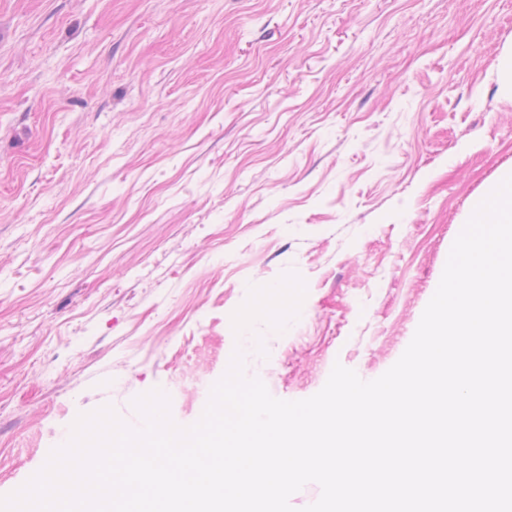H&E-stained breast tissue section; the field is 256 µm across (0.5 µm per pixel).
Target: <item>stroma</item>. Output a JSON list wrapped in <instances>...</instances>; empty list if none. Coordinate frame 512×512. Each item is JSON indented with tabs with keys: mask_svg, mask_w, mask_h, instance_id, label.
<instances>
[{
	"mask_svg": "<svg viewBox=\"0 0 512 512\" xmlns=\"http://www.w3.org/2000/svg\"><path fill=\"white\" fill-rule=\"evenodd\" d=\"M512 0H0V496L79 415L196 422L410 343L512 169ZM302 313L238 321L255 280Z\"/></svg>",
	"mask_w": 512,
	"mask_h": 512,
	"instance_id": "1",
	"label": "stroma"
}]
</instances>
